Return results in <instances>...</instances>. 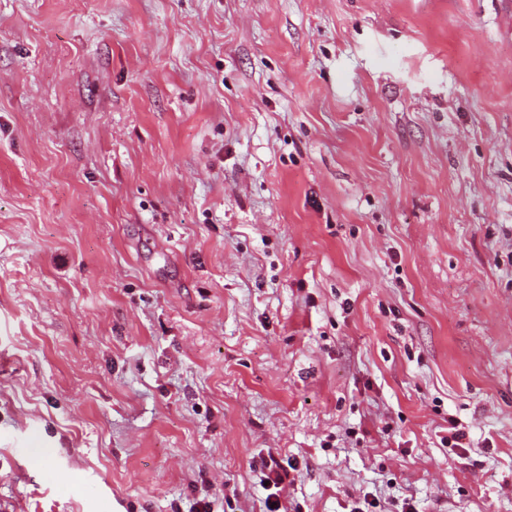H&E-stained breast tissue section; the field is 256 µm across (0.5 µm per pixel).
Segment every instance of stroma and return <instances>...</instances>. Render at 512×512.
<instances>
[{
	"mask_svg": "<svg viewBox=\"0 0 512 512\" xmlns=\"http://www.w3.org/2000/svg\"><path fill=\"white\" fill-rule=\"evenodd\" d=\"M511 13L0 0V512H512ZM264 467L267 470L263 480L264 483L268 482L269 487L276 489V492L270 493L267 497V512H279L280 506L276 494L281 489V485L284 484L288 478V471L284 469L278 459L273 456H270L269 460L264 463Z\"/></svg>",
	"mask_w": 512,
	"mask_h": 512,
	"instance_id": "obj_1",
	"label": "stroma"
}]
</instances>
